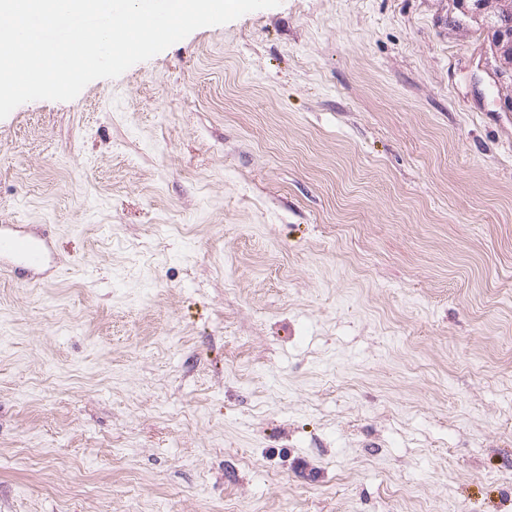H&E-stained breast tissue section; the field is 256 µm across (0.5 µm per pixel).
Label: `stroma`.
Returning <instances> with one entry per match:
<instances>
[{"label": "stroma", "instance_id": "1", "mask_svg": "<svg viewBox=\"0 0 512 512\" xmlns=\"http://www.w3.org/2000/svg\"><path fill=\"white\" fill-rule=\"evenodd\" d=\"M0 224L54 252L0 273V512H512V75L458 0L21 104Z\"/></svg>", "mask_w": 512, "mask_h": 512}]
</instances>
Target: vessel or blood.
Segmentation results:
<instances>
[{
  "label": "vessel or blood",
  "mask_w": 512,
  "mask_h": 512,
  "mask_svg": "<svg viewBox=\"0 0 512 512\" xmlns=\"http://www.w3.org/2000/svg\"><path fill=\"white\" fill-rule=\"evenodd\" d=\"M11 257L4 270L17 280L32 283L37 271L50 263L53 253L44 232L34 234L21 230L16 224L0 225V257Z\"/></svg>",
  "instance_id": "vessel-or-blood-1"
}]
</instances>
